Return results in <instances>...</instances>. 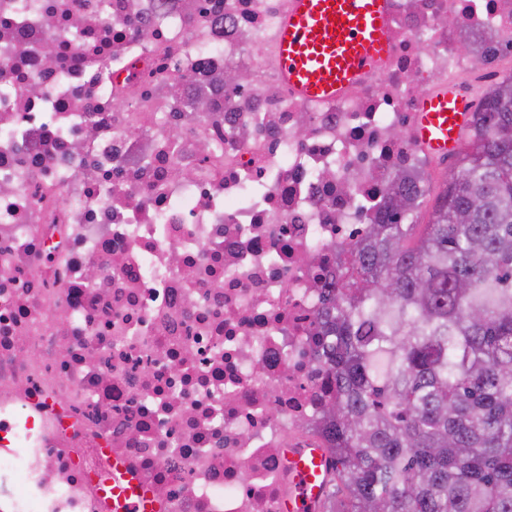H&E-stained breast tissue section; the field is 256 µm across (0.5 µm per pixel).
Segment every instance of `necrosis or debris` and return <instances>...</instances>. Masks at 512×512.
<instances>
[{"mask_svg":"<svg viewBox=\"0 0 512 512\" xmlns=\"http://www.w3.org/2000/svg\"><path fill=\"white\" fill-rule=\"evenodd\" d=\"M291 4L0 0V512H109L100 449L165 512H281L326 447L323 286L425 182L423 93L512 79V0H387L389 57L321 104L274 64Z\"/></svg>","mask_w":512,"mask_h":512,"instance_id":"4bbe7bcc","label":"necrosis or debris"}]
</instances>
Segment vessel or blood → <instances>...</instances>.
I'll return each instance as SVG.
<instances>
[{
    "label": "vessel or blood",
    "instance_id": "vessel-or-blood-1",
    "mask_svg": "<svg viewBox=\"0 0 512 512\" xmlns=\"http://www.w3.org/2000/svg\"><path fill=\"white\" fill-rule=\"evenodd\" d=\"M388 50L385 0H295L278 34L277 66L297 94L325 102L379 66ZM468 117L467 103L455 90L427 93L417 108V137L436 157L456 153ZM289 465L294 491L284 512H313L328 486L326 456L304 448L290 456ZM112 497L120 503L117 512H162L161 501L119 459L112 462Z\"/></svg>",
    "mask_w": 512,
    "mask_h": 512
}]
</instances>
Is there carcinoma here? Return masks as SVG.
<instances>
[{
    "mask_svg": "<svg viewBox=\"0 0 512 512\" xmlns=\"http://www.w3.org/2000/svg\"><path fill=\"white\" fill-rule=\"evenodd\" d=\"M422 196L390 179L326 285L328 512H512V81Z\"/></svg>",
    "mask_w": 512,
    "mask_h": 512,
    "instance_id": "cac0c4a2",
    "label": "carcinoma"
}]
</instances>
